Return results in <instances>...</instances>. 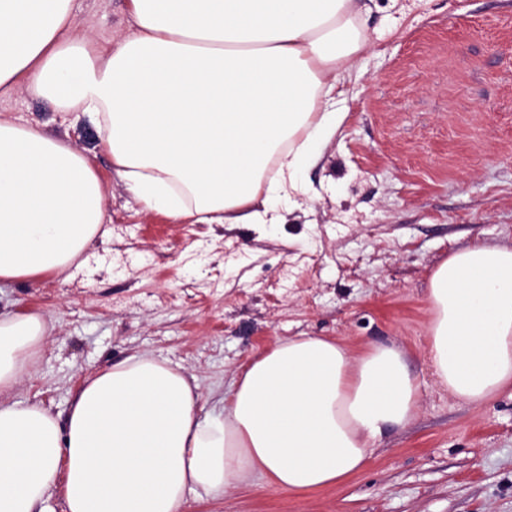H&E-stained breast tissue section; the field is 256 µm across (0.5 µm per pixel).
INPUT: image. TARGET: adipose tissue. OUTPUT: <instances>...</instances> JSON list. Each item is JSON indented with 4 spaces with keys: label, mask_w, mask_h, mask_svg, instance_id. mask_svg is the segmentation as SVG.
<instances>
[{
    "label": "adipose tissue",
    "mask_w": 512,
    "mask_h": 512,
    "mask_svg": "<svg viewBox=\"0 0 512 512\" xmlns=\"http://www.w3.org/2000/svg\"><path fill=\"white\" fill-rule=\"evenodd\" d=\"M136 26L101 57L75 39V0H0V96L80 112L104 132L145 207L263 228L311 188L345 115L337 71L367 44L358 0H130ZM106 195L81 151L0 121V285L63 273L96 239ZM431 364L479 405L512 389V248L476 244L433 272ZM37 313L0 318V392L42 352ZM181 371L134 354L78 392L66 419L0 401V512H181L256 479L288 492L341 485L389 429L415 417L418 385L395 345L354 356L318 336L274 344L200 417Z\"/></svg>",
    "instance_id": "obj_1"
}]
</instances>
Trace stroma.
Wrapping results in <instances>:
<instances>
[{"label":"stroma","instance_id":"stroma-1","mask_svg":"<svg viewBox=\"0 0 512 512\" xmlns=\"http://www.w3.org/2000/svg\"><path fill=\"white\" fill-rule=\"evenodd\" d=\"M367 48L344 78L348 115L283 223L172 220L114 171L100 128L16 93L0 120L83 151L107 196L103 236L61 275L0 288V314L50 331L9 392L59 417L85 382L133 354L200 386L222 411L232 378L277 341L403 350L419 409L360 473L314 492L241 486L182 512H512V393L449 396L429 357V279L453 252L512 246V0H362ZM76 36L103 54L133 28L129 0H77Z\"/></svg>","mask_w":512,"mask_h":512}]
</instances>
